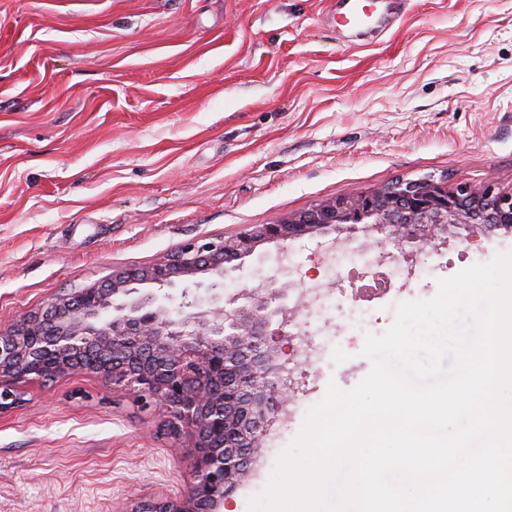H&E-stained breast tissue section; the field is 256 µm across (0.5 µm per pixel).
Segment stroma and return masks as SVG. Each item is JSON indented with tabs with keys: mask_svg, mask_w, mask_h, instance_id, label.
<instances>
[{
	"mask_svg": "<svg viewBox=\"0 0 512 512\" xmlns=\"http://www.w3.org/2000/svg\"><path fill=\"white\" fill-rule=\"evenodd\" d=\"M328 0H0V324L113 266L135 267L203 235L230 236L329 197L431 176L512 193V0H400L356 38ZM330 247L291 244L298 287L343 281ZM512 253V233L457 228L428 267L361 289L362 331L312 308L318 348L280 357L297 387L227 496L249 512L329 384L370 372L366 338L400 303ZM271 244L226 277L234 291L277 267ZM0 415V512H131L184 490L188 460L131 398L75 375L23 384Z\"/></svg>",
	"mask_w": 512,
	"mask_h": 512,
	"instance_id": "35a3bbf8",
	"label": "stroma"
}]
</instances>
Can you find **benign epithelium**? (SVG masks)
Listing matches in <instances>:
<instances>
[{
  "label": "benign epithelium",
  "instance_id": "obj_1",
  "mask_svg": "<svg viewBox=\"0 0 512 512\" xmlns=\"http://www.w3.org/2000/svg\"><path fill=\"white\" fill-rule=\"evenodd\" d=\"M450 226L512 232V193L401 180L192 241L134 268L114 266L104 280L59 291L0 325V414L21 405L24 382L98 378L112 394L151 408L189 456L182 494L145 498L132 512H222L293 402L277 359L292 336L286 328L308 309L288 279L272 275L228 292L224 277L268 244L286 253L304 238L344 246L377 232L402 250L438 251Z\"/></svg>",
  "mask_w": 512,
  "mask_h": 512
}]
</instances>
